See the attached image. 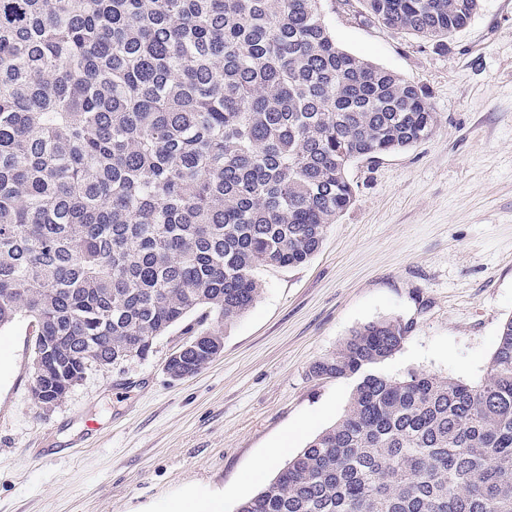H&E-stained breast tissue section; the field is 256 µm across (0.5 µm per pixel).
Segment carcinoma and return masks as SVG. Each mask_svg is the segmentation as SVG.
<instances>
[{"label":"carcinoma","instance_id":"carcinoma-1","mask_svg":"<svg viewBox=\"0 0 512 512\" xmlns=\"http://www.w3.org/2000/svg\"><path fill=\"white\" fill-rule=\"evenodd\" d=\"M323 0H0V330L19 318L48 405L78 369L144 359L201 311L228 325L265 268L309 261L349 170L430 139L423 87L343 49ZM443 45L480 0H355ZM369 322L311 375L354 381L336 422L237 512H512V318L478 385L382 371ZM209 329L167 361L191 376Z\"/></svg>","mask_w":512,"mask_h":512}]
</instances>
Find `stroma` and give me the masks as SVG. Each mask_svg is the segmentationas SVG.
Masks as SVG:
<instances>
[{"instance_id": "stroma-1", "label": "stroma", "mask_w": 512, "mask_h": 512, "mask_svg": "<svg viewBox=\"0 0 512 512\" xmlns=\"http://www.w3.org/2000/svg\"><path fill=\"white\" fill-rule=\"evenodd\" d=\"M324 18L345 50L425 88L435 134L354 164L355 202L321 249L262 270L260 298L193 376L166 363L194 314L146 359L89 368L43 409L27 320L0 330V512H168L186 497L237 512L282 465L273 448L296 455L341 416L352 381L310 370L371 321L410 328L390 377H486L512 318V0H481L444 46L362 24L341 0H325Z\"/></svg>"}]
</instances>
